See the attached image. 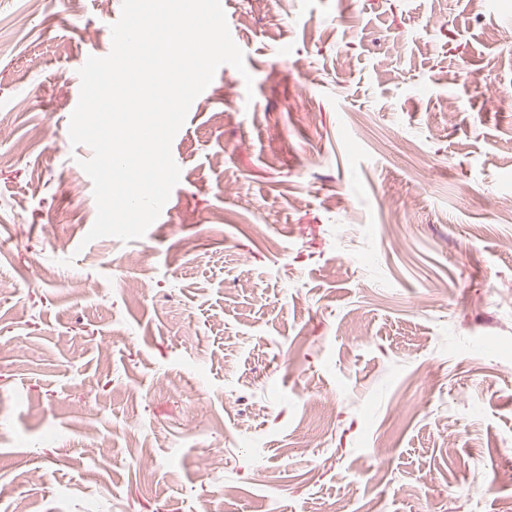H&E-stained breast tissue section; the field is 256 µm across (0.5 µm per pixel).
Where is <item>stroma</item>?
I'll return each instance as SVG.
<instances>
[{
	"label": "stroma",
	"mask_w": 512,
	"mask_h": 512,
	"mask_svg": "<svg viewBox=\"0 0 512 512\" xmlns=\"http://www.w3.org/2000/svg\"><path fill=\"white\" fill-rule=\"evenodd\" d=\"M222 6L253 80L126 243L68 132L122 0H0V512H498L512 0Z\"/></svg>",
	"instance_id": "1"
}]
</instances>
